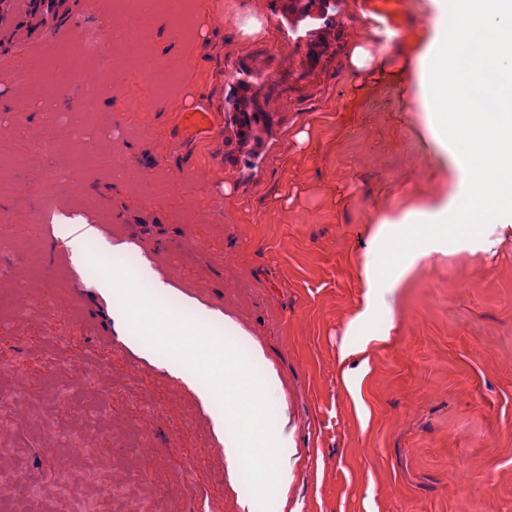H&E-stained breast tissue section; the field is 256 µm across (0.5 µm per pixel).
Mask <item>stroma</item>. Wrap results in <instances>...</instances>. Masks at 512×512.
<instances>
[{
    "instance_id": "35a3bbf8",
    "label": "stroma",
    "mask_w": 512,
    "mask_h": 512,
    "mask_svg": "<svg viewBox=\"0 0 512 512\" xmlns=\"http://www.w3.org/2000/svg\"><path fill=\"white\" fill-rule=\"evenodd\" d=\"M189 2L183 37L160 6L133 19L147 38L119 65L75 54L87 25L133 21L102 0L71 38L0 67L10 104L0 159L38 137L69 138L77 114L86 146L111 143L127 164L118 182L108 168L47 156L0 197V224L23 241L0 248V411L15 418L0 448L16 473L0 512H70L102 483L112 486L103 512H238L250 494L228 471L210 408L177 377L180 362L116 328L117 295L73 264L62 241L71 224L97 228L88 252L135 254L142 287L168 284L160 302L197 321L221 310L212 329L259 376L278 372L298 462L271 512H512V214L480 215L492 249L452 235L391 292L367 284L377 251L403 256L380 224L450 189L449 155L392 78L409 66V30L436 34L430 0H393L404 22L391 34L386 0H336L330 48L314 64L280 0ZM251 20L259 32L246 33ZM353 40L390 78L350 67ZM23 69H79L87 83L65 84L54 107L28 96ZM244 70L264 84L267 128L243 146L226 98ZM197 104L211 125L190 134L182 114ZM47 169L64 172L50 199L36 191ZM36 217L44 225L30 241Z\"/></svg>"
}]
</instances>
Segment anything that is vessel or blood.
Masks as SVG:
<instances>
[{
    "label": "vessel or blood",
    "mask_w": 512,
    "mask_h": 512,
    "mask_svg": "<svg viewBox=\"0 0 512 512\" xmlns=\"http://www.w3.org/2000/svg\"><path fill=\"white\" fill-rule=\"evenodd\" d=\"M77 11V0H7V19L0 21V61H11L9 49L13 45H22L31 53L45 38L68 37Z\"/></svg>",
    "instance_id": "b4317fda"
}]
</instances>
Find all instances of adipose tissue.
<instances>
[{
    "label": "adipose tissue",
    "mask_w": 512,
    "mask_h": 512,
    "mask_svg": "<svg viewBox=\"0 0 512 512\" xmlns=\"http://www.w3.org/2000/svg\"><path fill=\"white\" fill-rule=\"evenodd\" d=\"M458 3L460 29L415 55L419 77L412 89L431 140L451 150L458 192L431 196L389 222L422 225L430 238L447 236L449 225L465 223L472 211L512 212V0ZM293 434L290 418L280 414L270 437L277 453L259 464L261 476L287 484Z\"/></svg>",
    "instance_id": "adipose-tissue-1"
}]
</instances>
